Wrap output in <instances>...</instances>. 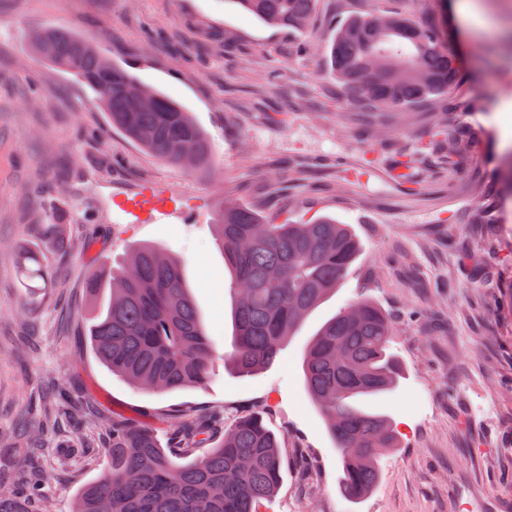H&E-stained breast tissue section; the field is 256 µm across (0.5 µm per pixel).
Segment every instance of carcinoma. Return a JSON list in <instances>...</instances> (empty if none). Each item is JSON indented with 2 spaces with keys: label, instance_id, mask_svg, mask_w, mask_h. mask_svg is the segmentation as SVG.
<instances>
[{
  "label": "carcinoma",
  "instance_id": "obj_1",
  "mask_svg": "<svg viewBox=\"0 0 512 512\" xmlns=\"http://www.w3.org/2000/svg\"><path fill=\"white\" fill-rule=\"evenodd\" d=\"M263 23L304 30L315 0H232ZM36 56L78 79L108 113L112 126L171 164L195 157L208 167L210 141L182 104L139 81L123 65L103 63L89 42L60 28L42 29ZM325 63L343 94L341 109L362 102L372 109L404 108L446 96L460 81L456 60L438 19L415 21L371 7L336 25ZM134 87L154 103L139 109L127 95ZM433 138L448 155L469 141L440 124ZM216 241L234 283V349L226 358L239 375L271 366L307 315L336 293L358 259L361 245L347 224L326 215L308 224L266 220L241 203L224 202L213 217ZM43 243L60 245L65 225L50 217L35 225ZM16 271L25 288L50 282L39 249L22 245ZM110 291L106 309L89 328L95 356L137 388L173 392L200 386L209 377L216 349L186 284L182 261L157 244L133 246L119 267L87 286L88 300ZM391 316L376 302L356 300L322 324L303 351L304 386L324 420L342 468L341 496L356 502L380 479L379 449L398 447L389 415L364 410L355 401L392 393L403 372L391 351ZM46 418L14 428L10 436L30 440L53 427L51 412L75 417L83 407L53 389L43 404ZM163 442L150 426L114 419L104 447L107 466L77 494L74 512H259L281 484L283 457L277 436L258 413L171 415ZM50 472L32 463L26 484L0 491V512H49L43 486Z\"/></svg>",
  "mask_w": 512,
  "mask_h": 512
}]
</instances>
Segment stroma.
Here are the masks:
<instances>
[{
	"label": "stroma",
	"instance_id": "35a3bbf8",
	"mask_svg": "<svg viewBox=\"0 0 512 512\" xmlns=\"http://www.w3.org/2000/svg\"><path fill=\"white\" fill-rule=\"evenodd\" d=\"M371 2L414 19L447 12L462 87L408 112L339 109L323 48L339 19ZM47 27L93 40L183 103L209 136L212 168L164 162L110 127L83 84L31 55L30 35ZM440 122L472 136L465 154L433 153ZM400 160L412 161L420 191L393 178ZM491 184L502 210L481 197ZM145 188L157 207L116 206ZM228 200L297 223L327 214L361 244L336 294L274 364L246 377L223 360L234 298L212 215ZM198 201L197 222L183 223L180 211ZM43 204L66 225L65 247L42 251L53 287L25 288L14 248L33 242ZM477 209L489 223H468ZM141 242L183 261L218 353L204 385L141 390L91 349L87 282ZM360 298L395 316L405 376L372 403L392 416L399 445L380 456L375 490L351 503L304 389L302 350ZM55 385L68 399L93 398V412L61 418L28 448L0 440V490L23 483L40 458L52 512H72L99 476L106 417L163 435L187 407L262 410L286 464L260 512H512V0H316L304 34L229 0H0V427L40 417L35 403Z\"/></svg>",
	"mask_w": 512,
	"mask_h": 512
}]
</instances>
